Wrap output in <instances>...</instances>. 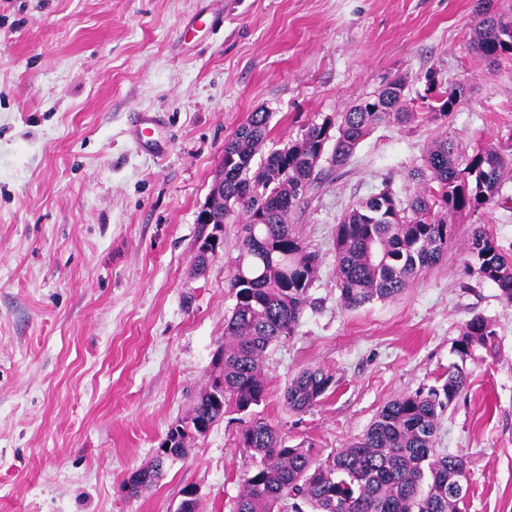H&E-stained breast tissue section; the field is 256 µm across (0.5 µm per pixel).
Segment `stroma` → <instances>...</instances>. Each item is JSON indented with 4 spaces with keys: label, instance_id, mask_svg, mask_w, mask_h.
I'll list each match as a JSON object with an SVG mask.
<instances>
[{
    "label": "stroma",
    "instance_id": "1",
    "mask_svg": "<svg viewBox=\"0 0 512 512\" xmlns=\"http://www.w3.org/2000/svg\"><path fill=\"white\" fill-rule=\"evenodd\" d=\"M475 0H0V512H232L250 455L237 421L191 438L186 457L140 496L124 483L215 376L242 218L228 219L205 275L196 222L224 144L270 112L265 150L345 111L398 76L461 84L447 124L378 127L321 178L290 222L319 257L312 300L264 359L258 416L321 461L390 400L440 384L477 314L495 354L466 363L469 385L442 415L437 446L465 455L460 512H512V303L467 266L475 225L512 244V209L454 226L442 259L394 299L349 309L336 278V226L410 171L441 134L461 145L512 134V60L488 71L468 46ZM224 25L209 28V11ZM154 112L164 157L126 131ZM320 366L335 384L310 410L283 392Z\"/></svg>",
    "mask_w": 512,
    "mask_h": 512
}]
</instances>
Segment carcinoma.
<instances>
[{"instance_id": "1", "label": "carcinoma", "mask_w": 512, "mask_h": 512, "mask_svg": "<svg viewBox=\"0 0 512 512\" xmlns=\"http://www.w3.org/2000/svg\"><path fill=\"white\" fill-rule=\"evenodd\" d=\"M469 44L489 67L512 59V0H476ZM428 111H413L408 78L398 76L345 112L309 125L301 138L267 154L253 168L268 134L270 113H250L224 144V203L245 216L240 253L230 280L235 304L218 350L219 374L198 395L188 418L166 434L151 464L125 486L136 496L159 480L169 461L187 455L188 440L207 433L231 408L241 414L238 443L256 460L242 481L233 512H459L466 494L456 477L467 457L435 448L441 416L468 385L464 367L477 350L495 347V324L478 314L464 326L453 350L460 363L443 382L388 402L355 441L314 462L311 451L285 445L280 431L254 408L265 399L262 359L268 348L295 333L308 305L318 256L305 249L289 224L302 196L320 179L326 145L340 167L359 143L382 124L410 125L427 118L446 122L465 99L462 85L440 87L425 74ZM512 173V142L468 152L451 138L436 139L413 173L404 198L389 188L354 204L336 225V278L340 301L355 309L393 299L423 269L448 251L454 226L502 199ZM470 267L512 302V249L477 225L469 244ZM334 385L319 366L288 383V411L316 406Z\"/></svg>"}]
</instances>
